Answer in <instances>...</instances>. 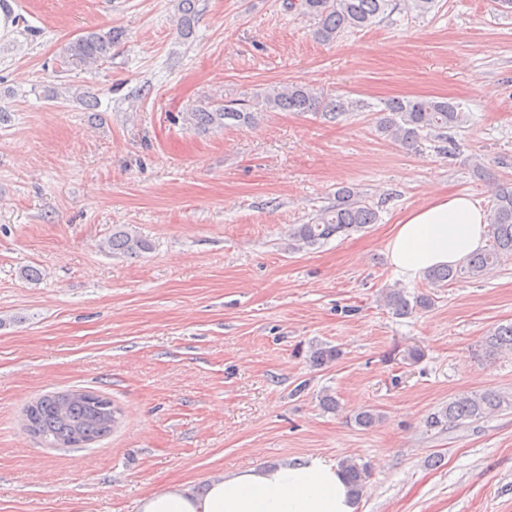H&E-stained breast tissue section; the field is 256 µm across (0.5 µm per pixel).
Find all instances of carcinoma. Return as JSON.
<instances>
[{
	"instance_id": "carcinoma-1",
	"label": "carcinoma",
	"mask_w": 512,
	"mask_h": 512,
	"mask_svg": "<svg viewBox=\"0 0 512 512\" xmlns=\"http://www.w3.org/2000/svg\"><path fill=\"white\" fill-rule=\"evenodd\" d=\"M196 0H179V30L190 32L195 19ZM392 0H288V8L317 22L316 36L330 42L342 34L364 29L375 24L389 9ZM118 34L111 28L87 31L70 41L64 49L65 57L75 64L109 62L112 46ZM322 101L314 90L305 85L292 84L286 88H269L256 94L247 103L211 100L201 103L182 116L199 129H221L228 125L249 126L266 112H317ZM379 132L409 149H418L423 133L443 131L462 124L466 115L459 105L446 99L427 97L392 98L384 102ZM378 211L370 205L355 187L344 186L336 193V205L324 212L314 224H291L288 229V250L300 251L314 247L333 237L348 236L378 222ZM492 243L480 252L467 257L455 267L434 268L426 272V279L442 286L458 278H478L502 263L512 259V183L497 187L490 208ZM104 248L112 253L138 257L149 250V244L126 229L112 232ZM428 294L407 298L392 289L384 296V303L399 316H408L432 305ZM488 353L512 351V323L490 329L485 338ZM341 358L340 349L316 346L309 360L317 367H327ZM105 397L91 395L63 401L62 393L43 395L27 406L31 410L36 436L51 447L66 446L79 439L86 446L110 435L106 430ZM512 406V399L488 390L482 393H461L448 404L430 414L425 420L428 430L444 431L468 421L475 422L487 414ZM382 420L374 409H360L354 421L362 428H371ZM350 490L359 498L371 476L369 466L353 459L341 463Z\"/></svg>"
}]
</instances>
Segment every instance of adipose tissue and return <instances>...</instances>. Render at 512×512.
I'll list each match as a JSON object with an SVG mask.
<instances>
[{
	"mask_svg": "<svg viewBox=\"0 0 512 512\" xmlns=\"http://www.w3.org/2000/svg\"><path fill=\"white\" fill-rule=\"evenodd\" d=\"M487 225L471 196L432 195L394 225L390 262L409 279L457 265L483 247ZM138 512H358V503L338 465L311 457L226 472L200 490L171 483L145 494Z\"/></svg>",
	"mask_w": 512,
	"mask_h": 512,
	"instance_id": "ef3b65f1",
	"label": "adipose tissue"
}]
</instances>
